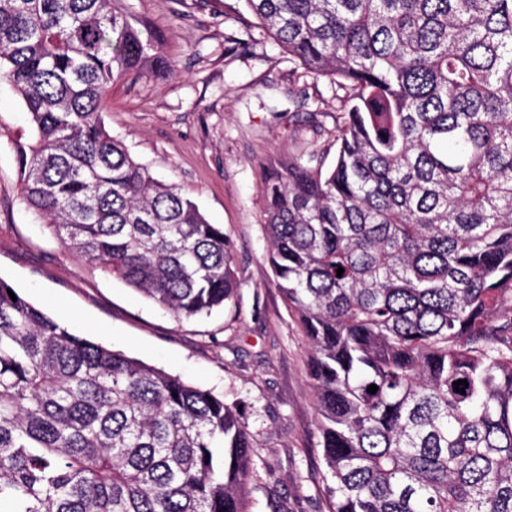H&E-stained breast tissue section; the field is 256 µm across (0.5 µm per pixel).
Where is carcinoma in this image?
<instances>
[{
    "label": "carcinoma",
    "mask_w": 512,
    "mask_h": 512,
    "mask_svg": "<svg viewBox=\"0 0 512 512\" xmlns=\"http://www.w3.org/2000/svg\"><path fill=\"white\" fill-rule=\"evenodd\" d=\"M243 2L344 91L334 166L311 154L262 188L276 286L308 340L328 512H512V0ZM174 71L120 0H0V76L36 131L16 147L24 202L191 319L237 294L230 240L102 119L115 83ZM9 288L0 512H247L234 406Z\"/></svg>",
    "instance_id": "obj_1"
}]
</instances>
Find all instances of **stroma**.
<instances>
[{"instance_id": "obj_1", "label": "stroma", "mask_w": 512, "mask_h": 512, "mask_svg": "<svg viewBox=\"0 0 512 512\" xmlns=\"http://www.w3.org/2000/svg\"><path fill=\"white\" fill-rule=\"evenodd\" d=\"M165 37L173 74L112 89L103 120L152 175L223 225L240 282L211 315L180 319L76 257L22 201L16 144L32 138L21 97L0 77V279L77 335L240 406L254 436L248 512H328L315 446L306 339L268 261L262 172L322 155L339 103L306 76L242 0H125Z\"/></svg>"}]
</instances>
